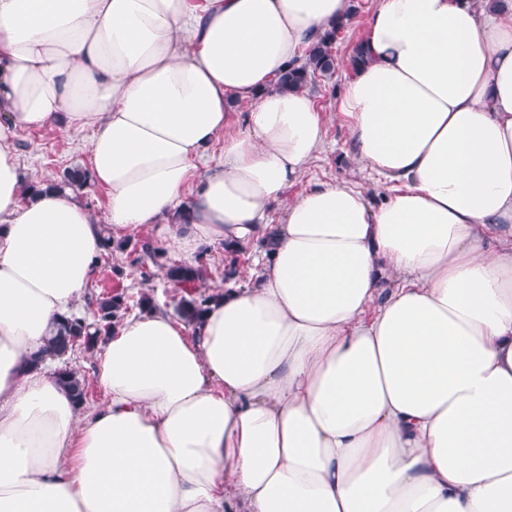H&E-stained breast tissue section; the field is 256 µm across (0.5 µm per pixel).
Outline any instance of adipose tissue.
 I'll return each mask as SVG.
<instances>
[{"mask_svg":"<svg viewBox=\"0 0 512 512\" xmlns=\"http://www.w3.org/2000/svg\"><path fill=\"white\" fill-rule=\"evenodd\" d=\"M347 12L0 0V512H512V0H380L336 109L392 184L378 205L298 189L325 119L274 84ZM61 126L91 131L102 218L20 199L16 130ZM145 227L185 255L274 249L196 326L127 318L79 413L29 357L103 229Z\"/></svg>","mask_w":512,"mask_h":512,"instance_id":"obj_1","label":"adipose tissue"}]
</instances>
